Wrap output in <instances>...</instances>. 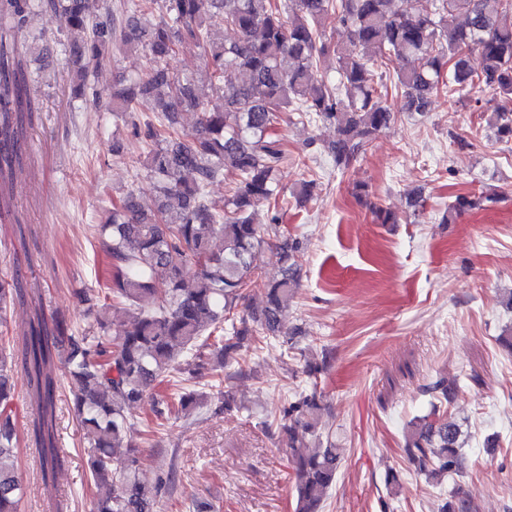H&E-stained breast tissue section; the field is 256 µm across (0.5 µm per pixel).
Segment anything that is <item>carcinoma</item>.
Listing matches in <instances>:
<instances>
[{
  "label": "carcinoma",
  "instance_id": "1",
  "mask_svg": "<svg viewBox=\"0 0 512 512\" xmlns=\"http://www.w3.org/2000/svg\"><path fill=\"white\" fill-rule=\"evenodd\" d=\"M34 13L69 34L64 51L79 92L94 91L91 76L111 48L150 60L148 69L112 95V112L144 147L136 163L153 182L155 207L143 209L132 190L112 199V218L96 227L112 268L111 284L101 289L104 302L91 305V321L80 331L60 319L50 328L43 314H35L22 358L41 402L35 437L43 475L58 467L53 391L61 368L77 386L74 408L98 491L97 512H155L161 484L149 487L138 478L139 429L131 408L150 396L156 418L168 420L175 405L160 387L173 373L202 376L215 362H240L239 352L256 337L284 335L283 317L299 286V241L274 243L253 223L257 207L278 202L279 178L288 165L278 134L283 115L294 112L333 126L336 139L324 152L345 169L393 117L385 105L388 85L375 81V69L407 61L394 81L405 111H427L440 92L486 91L497 99L488 125L511 141L512 0H411L406 11L396 0H138L95 20L86 0H0V205L7 180L22 166L23 118L32 111L26 95L30 45L21 35ZM456 13L465 24L450 28L447 18ZM327 15L347 31V45L324 40ZM218 26L237 31V40H224ZM186 43L206 54L204 82L168 71V57ZM475 52L482 60L478 70L470 64ZM242 72L244 80L238 78ZM141 98L153 99L152 113L137 112ZM187 108L197 110L191 133L181 129ZM221 181L229 194L217 208L207 189ZM478 205V199L459 195L448 205V220ZM267 248L276 250L279 276L265 283L261 310L245 317L240 302L258 278L255 257ZM23 297L18 276L0 278L1 326L9 305ZM114 301L134 311L115 331ZM456 391L444 377L431 382L426 393L434 400L432 413L406 432L405 456L430 482L462 474L460 428L437 406ZM13 406V353L0 344V512H20L23 497ZM320 410L313 393L298 395L280 412L295 512H321L336 482L335 442L328 438L307 452ZM439 512L476 507L458 490Z\"/></svg>",
  "mask_w": 512,
  "mask_h": 512
}]
</instances>
